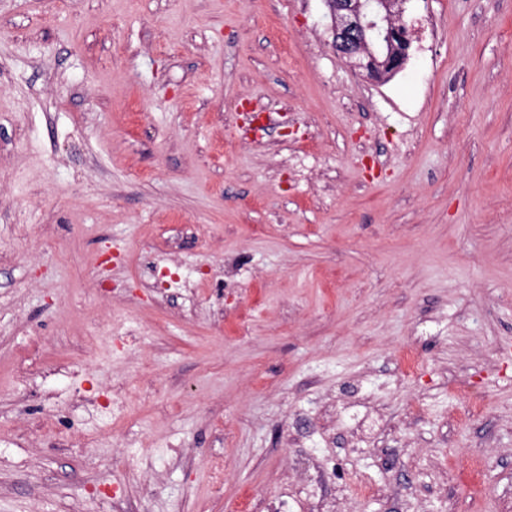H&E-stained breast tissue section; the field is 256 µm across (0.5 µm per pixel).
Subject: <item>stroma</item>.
Here are the masks:
<instances>
[{
    "mask_svg": "<svg viewBox=\"0 0 512 512\" xmlns=\"http://www.w3.org/2000/svg\"><path fill=\"white\" fill-rule=\"evenodd\" d=\"M403 20L0 0V512H512V0ZM331 19L332 46L373 83L405 68L412 29L402 19L407 0H323Z\"/></svg>",
    "mask_w": 512,
    "mask_h": 512,
    "instance_id": "35a3bbf8",
    "label": "stroma"
}]
</instances>
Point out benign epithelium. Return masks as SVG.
<instances>
[{
    "instance_id": "7a95c632",
    "label": "benign epithelium",
    "mask_w": 512,
    "mask_h": 512,
    "mask_svg": "<svg viewBox=\"0 0 512 512\" xmlns=\"http://www.w3.org/2000/svg\"><path fill=\"white\" fill-rule=\"evenodd\" d=\"M331 19L332 46L373 83L405 68L412 29L402 19L407 0H323Z\"/></svg>"
}]
</instances>
